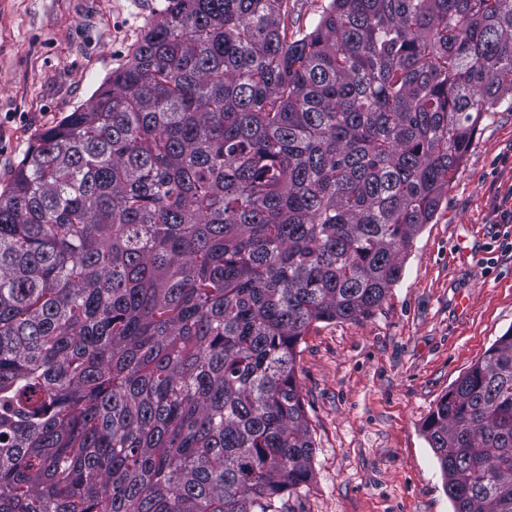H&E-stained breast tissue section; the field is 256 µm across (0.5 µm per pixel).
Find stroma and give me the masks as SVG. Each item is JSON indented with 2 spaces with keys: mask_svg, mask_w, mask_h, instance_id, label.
Returning <instances> with one entry per match:
<instances>
[{
  "mask_svg": "<svg viewBox=\"0 0 512 512\" xmlns=\"http://www.w3.org/2000/svg\"><path fill=\"white\" fill-rule=\"evenodd\" d=\"M165 0H0V188L45 129L129 59ZM512 109L484 114L400 280L312 325L297 375L315 442L288 512H453L423 423L512 329Z\"/></svg>",
  "mask_w": 512,
  "mask_h": 512,
  "instance_id": "1",
  "label": "stroma"
}]
</instances>
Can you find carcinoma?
<instances>
[{"label":"carcinoma","instance_id":"carcinoma-1","mask_svg":"<svg viewBox=\"0 0 512 512\" xmlns=\"http://www.w3.org/2000/svg\"><path fill=\"white\" fill-rule=\"evenodd\" d=\"M167 0L0 191V512H284L299 346L401 278L482 115L512 0ZM424 432L453 512H512V329ZM325 0H286L283 11H286L285 22L288 37L298 28H308L318 17Z\"/></svg>","mask_w":512,"mask_h":512}]
</instances>
